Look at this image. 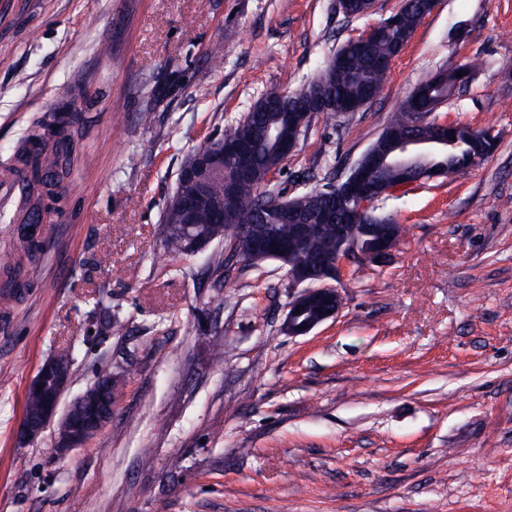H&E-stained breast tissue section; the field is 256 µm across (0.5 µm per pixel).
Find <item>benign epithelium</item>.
<instances>
[{"label": "benign epithelium", "instance_id": "7a95c632", "mask_svg": "<svg viewBox=\"0 0 512 512\" xmlns=\"http://www.w3.org/2000/svg\"><path fill=\"white\" fill-rule=\"evenodd\" d=\"M351 0H336V7L348 19L370 14L375 0H361L360 10H350ZM394 23L390 19L369 28L361 37L347 41L340 52L360 50L375 41L380 31ZM462 81H457L442 96H425L414 90L411 98L417 105L418 115L427 117L450 96L461 90ZM310 113L295 112L289 115L293 129L292 136L284 139L276 127L267 128L269 141L276 145L283 157H288L296 148L300 136L307 125ZM437 136L432 140L420 137L390 139L382 149L369 148L350 169L346 178L336 183L340 188L339 199L343 211L342 223L336 225V236L342 238L347 228L360 222L362 216L373 208L380 198L425 180L448 175V166L436 164L432 167H418V161L424 154H450L455 152L462 142L455 139L456 125L435 123ZM252 129L243 122L235 139L202 148L192 154L180 168L173 194L169 197L170 209L179 217V232L184 238L183 251L191 257L206 250L214 241L221 239L202 226L214 212L223 217L229 228L235 227L236 214L242 201L237 195V179L251 173L250 148ZM232 163L233 178H225L224 198L215 200L210 193V182L216 177L224 178V161ZM386 168L400 174L394 183L383 182L378 178L380 169ZM291 245H282L276 237L262 239L250 230H241L236 247L258 261L276 260L288 262V249H297L309 245L315 240L329 220L331 214L326 211L315 214L291 212ZM395 248L394 241L388 236L373 240L363 252L353 249L344 256L335 259L319 255L307 266H294L288 269L291 280L303 286L292 298L284 320V329L290 336L308 334L314 328L333 318L341 308V299L336 288L328 281L339 278L348 265L361 267L385 258ZM71 380L70 362L62 356L47 359L39 368L26 389L28 406L24 409L19 427V439L23 443L36 441L52 421H58L56 453L64 457L70 451L83 447L111 419L114 399L109 395L112 378L100 382L75 397L64 412H59V404Z\"/></svg>", "mask_w": 512, "mask_h": 512}]
</instances>
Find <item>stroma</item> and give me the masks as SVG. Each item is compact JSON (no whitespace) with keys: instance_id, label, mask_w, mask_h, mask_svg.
Returning <instances> with one entry per match:
<instances>
[{"instance_id":"stroma-1","label":"stroma","mask_w":512,"mask_h":512,"mask_svg":"<svg viewBox=\"0 0 512 512\" xmlns=\"http://www.w3.org/2000/svg\"><path fill=\"white\" fill-rule=\"evenodd\" d=\"M400 5L0 0V168L62 104L80 116L37 257L0 223L25 283L0 326V512H512V0H439L380 96L314 116L275 173L290 196L346 176L444 70L471 79L430 121L498 138L379 200L403 235L344 270L334 318L288 335L286 267L223 241L174 255L159 234L193 152ZM67 352L64 401L108 367L116 405L61 457L56 425L30 445L17 430L30 380Z\"/></svg>"}]
</instances>
